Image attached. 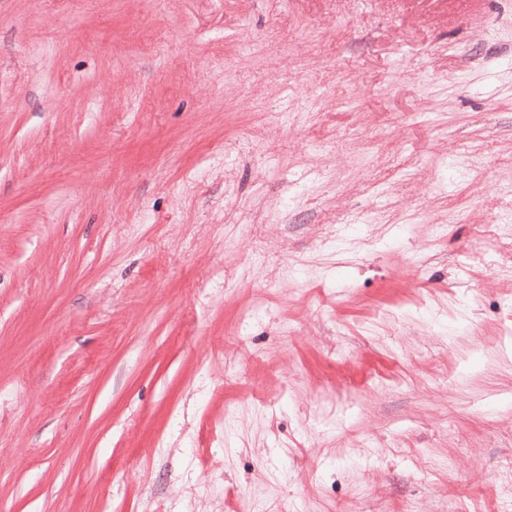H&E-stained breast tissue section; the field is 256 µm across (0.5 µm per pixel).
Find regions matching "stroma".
<instances>
[{
  "mask_svg": "<svg viewBox=\"0 0 512 512\" xmlns=\"http://www.w3.org/2000/svg\"><path fill=\"white\" fill-rule=\"evenodd\" d=\"M509 59L512 0H0V512H512Z\"/></svg>",
  "mask_w": 512,
  "mask_h": 512,
  "instance_id": "obj_1",
  "label": "stroma"
}]
</instances>
